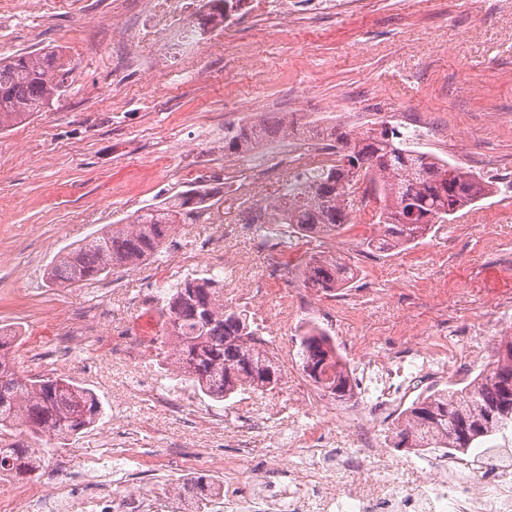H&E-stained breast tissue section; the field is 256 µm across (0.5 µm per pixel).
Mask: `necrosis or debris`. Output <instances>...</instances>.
Returning a JSON list of instances; mask_svg holds the SVG:
<instances>
[{
  "mask_svg": "<svg viewBox=\"0 0 512 512\" xmlns=\"http://www.w3.org/2000/svg\"><path fill=\"white\" fill-rule=\"evenodd\" d=\"M138 5L145 23L132 32L142 52L158 60L152 79L162 80L175 63L193 70L202 42L187 16L200 11L199 0H138ZM456 371V354L428 345L405 365L366 363L371 388L358 415L324 419L312 404L289 407L283 420L293 437L260 476H243L255 453L250 441L239 440L237 454L225 458V473L238 476L224 485L225 506L235 512H512L511 454L479 460L450 448H429L415 458L422 470L414 481L378 441L373 421L400 407L398 387ZM300 448L312 461L296 467L291 459ZM47 484L48 493L36 486L0 495V512H145L147 504L142 496L122 499L92 491L83 472L63 455Z\"/></svg>",
  "mask_w": 512,
  "mask_h": 512,
  "instance_id": "obj_1",
  "label": "necrosis or debris"
}]
</instances>
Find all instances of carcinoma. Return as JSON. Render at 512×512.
Returning a JSON list of instances; mask_svg holds the SVG:
<instances>
[{
	"label": "carcinoma",
	"mask_w": 512,
	"mask_h": 512,
	"mask_svg": "<svg viewBox=\"0 0 512 512\" xmlns=\"http://www.w3.org/2000/svg\"><path fill=\"white\" fill-rule=\"evenodd\" d=\"M69 73L54 47L0 57V130L31 119L50 107ZM288 114L261 113L253 120L224 127V157H240L259 144L288 136ZM309 138L332 151L327 164L306 167L289 176L288 190L270 202L243 209L246 224H284L305 238L336 235L349 223L359 191L360 203H382L379 232L364 240L372 252L399 250L426 238L437 224L493 193L482 174L434 154L414 149L415 137L383 123L354 135L339 124L307 123ZM219 191L198 184L154 207L137 211L126 224H108L93 236L59 253L46 270L51 284L71 286L97 281L119 268L137 266L155 256L180 224H205L219 204ZM300 276L308 288L332 291L346 287L355 269L346 258L320 251L303 263ZM224 275L209 270L187 277L170 289L163 315L170 346L165 363L171 375L203 394L224 400L248 390L272 391L281 379L278 359L267 341L251 328L248 310L227 307L221 297ZM302 370L318 361L329 374L321 391L338 401L354 396L351 376L330 336L313 327L300 337ZM103 409L93 390L61 376L24 374L0 357V479L31 473L44 455L12 440L13 430L73 437L95 426ZM512 425V336L503 337L496 358L461 385L434 391L402 414L392 438L395 448H456L467 451ZM213 478L201 474L190 486H176L180 497L206 507Z\"/></svg>",
	"instance_id": "obj_1"
}]
</instances>
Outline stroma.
Segmentation results:
<instances>
[{
    "label": "stroma",
    "instance_id": "35a3bbf8",
    "mask_svg": "<svg viewBox=\"0 0 512 512\" xmlns=\"http://www.w3.org/2000/svg\"><path fill=\"white\" fill-rule=\"evenodd\" d=\"M236 25L230 46L210 30L194 74L173 72L131 97L124 85L146 76L115 0H67L50 14L40 0H13L0 15V55L50 46L72 68L49 111L0 132V338L20 370L68 377L104 408L96 426L63 442L18 430V441L47 454L35 473L1 480V494L40 484L59 454L79 465L127 449L149 472V512H177L171 488L181 475L164 469L168 453L228 455V440L243 433L272 462L284 436L248 427L246 409L287 404L296 387L326 413L338 408L302 371L308 322L328 331L352 372L363 358L395 360L412 345L461 350L476 319L491 336L512 324V0H344L329 16L244 13ZM240 96L251 111H232ZM265 112L355 132L415 120L420 151L480 171L498 191L404 251H365L377 231L374 202L356 206L321 244L273 224L252 233L239 222L241 203L282 195L295 153L307 149L292 134L250 157H225V125ZM201 179L222 189L219 214L182 226L159 259L84 286L45 280L71 244ZM317 248L356 266L349 288L304 287L298 269ZM215 266L225 305L245 307L280 352L272 394L217 401L162 365L158 298Z\"/></svg>",
    "mask_w": 512,
    "mask_h": 512
}]
</instances>
